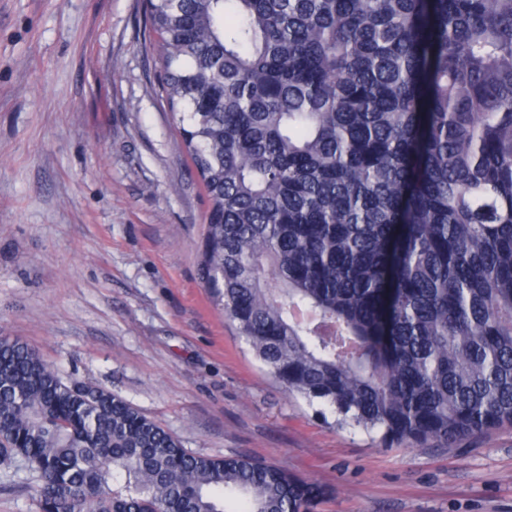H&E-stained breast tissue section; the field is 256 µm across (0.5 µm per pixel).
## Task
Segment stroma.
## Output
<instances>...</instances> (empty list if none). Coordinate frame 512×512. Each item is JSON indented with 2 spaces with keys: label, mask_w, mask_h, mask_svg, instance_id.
Masks as SVG:
<instances>
[{
  "label": "stroma",
  "mask_w": 512,
  "mask_h": 512,
  "mask_svg": "<svg viewBox=\"0 0 512 512\" xmlns=\"http://www.w3.org/2000/svg\"><path fill=\"white\" fill-rule=\"evenodd\" d=\"M161 75L143 0H0V336L188 453L309 478L315 512H512V427L384 448L265 375L200 279L208 200ZM36 487L0 465V512Z\"/></svg>",
  "instance_id": "stroma-1"
}]
</instances>
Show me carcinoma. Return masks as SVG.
I'll return each instance as SVG.
<instances>
[{
	"label": "carcinoma",
	"mask_w": 512,
	"mask_h": 512,
	"mask_svg": "<svg viewBox=\"0 0 512 512\" xmlns=\"http://www.w3.org/2000/svg\"><path fill=\"white\" fill-rule=\"evenodd\" d=\"M209 200L200 278L289 396L388 447L512 425V0H147ZM39 512H313L0 336Z\"/></svg>",
	"instance_id": "1"
}]
</instances>
